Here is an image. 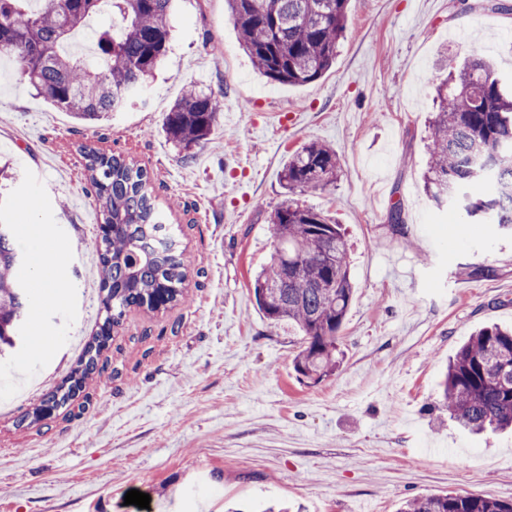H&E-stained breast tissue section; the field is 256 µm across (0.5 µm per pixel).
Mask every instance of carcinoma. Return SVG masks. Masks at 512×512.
<instances>
[{
  "label": "carcinoma",
  "mask_w": 512,
  "mask_h": 512,
  "mask_svg": "<svg viewBox=\"0 0 512 512\" xmlns=\"http://www.w3.org/2000/svg\"><path fill=\"white\" fill-rule=\"evenodd\" d=\"M172 0H0V49L11 52L21 75L50 106L97 123L141 90L166 55ZM240 45L268 80L305 85L320 79L336 58L349 0H227ZM107 5L118 25L97 39L95 65L67 53L68 40ZM429 127L425 191L437 204L469 186L486 194L463 196L456 224H495L512 230V91L492 66L470 59L436 90ZM224 112V97L195 88L167 112L163 131L188 151L206 141ZM85 168L100 207L105 317L100 334L83 347L79 365L49 392L44 405L61 408L97 370L112 331L133 308L159 311L183 299L187 274L173 232L161 222L147 172L133 161L95 148ZM336 151L324 143L302 146L281 172L284 188L316 190L332 182ZM274 243L268 265L254 280L258 308L303 336L294 369L315 382L340 364L338 335L354 295L349 245L340 225L310 208L283 202L271 215ZM22 252L10 210L0 201V356L15 347L29 313V295L17 276ZM436 406L473 431L512 429V328L476 330L449 362ZM398 512H512V501L467 493L422 495Z\"/></svg>",
  "instance_id": "obj_1"
}]
</instances>
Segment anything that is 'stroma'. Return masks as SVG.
Returning <instances> with one entry per match:
<instances>
[{"mask_svg":"<svg viewBox=\"0 0 512 512\" xmlns=\"http://www.w3.org/2000/svg\"><path fill=\"white\" fill-rule=\"evenodd\" d=\"M173 38L154 78L109 120L86 127L36 96L0 55V161L27 223L41 226L60 283L26 341L0 362V512H212L268 502L303 512H375L462 492L512 500V433L472 435L436 409L449 359L475 329L512 324V232L451 224L426 196L435 88L473 53L512 79V0H350L332 67L304 86L268 81L239 44L224 0H174ZM224 95L207 141L166 139L186 87ZM311 142L333 146L335 181L286 190L280 173ZM134 159L178 229L186 299L131 310L102 366L67 407L30 423L102 322L98 221L82 146ZM342 224L355 293L343 356L320 382L293 367L302 337L258 309L253 277L270 259L269 218L284 200ZM400 207L403 232L389 223ZM487 277L460 276L461 265ZM39 336L54 349L35 348Z\"/></svg>","mask_w":512,"mask_h":512,"instance_id":"stroma-1","label":"stroma"}]
</instances>
